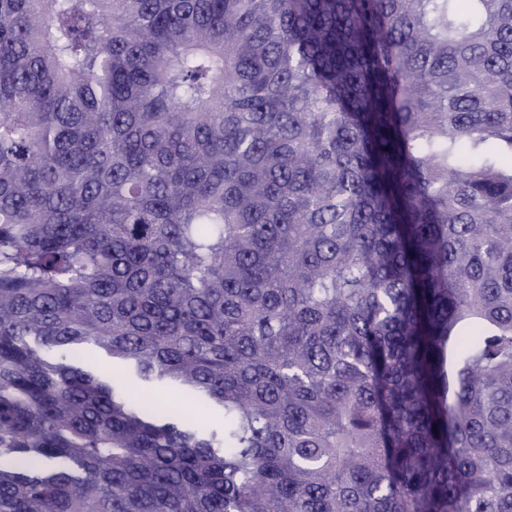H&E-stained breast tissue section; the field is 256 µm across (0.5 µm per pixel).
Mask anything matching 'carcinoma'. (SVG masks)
<instances>
[{"mask_svg": "<svg viewBox=\"0 0 512 512\" xmlns=\"http://www.w3.org/2000/svg\"><path fill=\"white\" fill-rule=\"evenodd\" d=\"M0 512H512V0H0Z\"/></svg>", "mask_w": 512, "mask_h": 512, "instance_id": "obj_1", "label": "carcinoma"}]
</instances>
